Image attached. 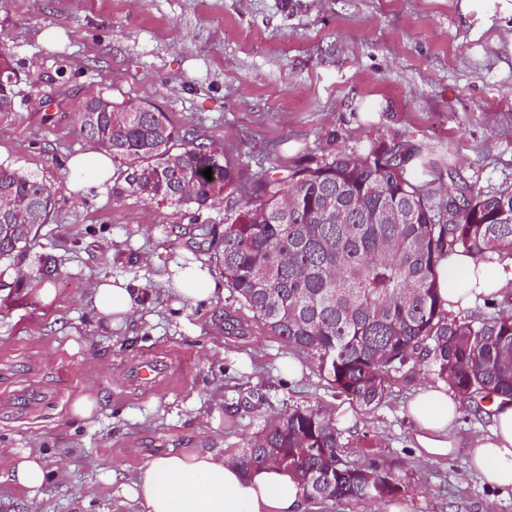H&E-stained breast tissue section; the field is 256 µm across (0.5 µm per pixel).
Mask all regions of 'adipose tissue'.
Masks as SVG:
<instances>
[{
	"label": "adipose tissue",
	"mask_w": 512,
	"mask_h": 512,
	"mask_svg": "<svg viewBox=\"0 0 512 512\" xmlns=\"http://www.w3.org/2000/svg\"><path fill=\"white\" fill-rule=\"evenodd\" d=\"M67 166L77 188L88 190L110 180L114 167L106 150L90 149L70 156ZM440 295L451 311H463L481 297L498 294L512 285V260L481 261L456 252L438 267ZM165 280L183 300L197 304L209 301L216 281L207 267L196 262L171 267ZM135 289L101 284L93 298L99 316L112 324L131 321L138 308ZM491 426L487 435L466 444L469 470L483 483L512 493V401L493 399L488 407ZM414 425L418 456L426 462L451 456L460 441L456 426L461 400L447 385H428L408 405ZM66 458L47 469L39 456L19 455L12 480L29 493L30 505L41 499L40 490L51 473H63ZM113 497L136 503L140 512H304V494L286 471L265 468L244 472L234 457L221 449L193 451L171 448L150 457L132 476L112 473L106 479Z\"/></svg>",
	"instance_id": "ef3b65f1"
}]
</instances>
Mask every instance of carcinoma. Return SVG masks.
<instances>
[{
	"label": "carcinoma",
	"mask_w": 512,
	"mask_h": 512,
	"mask_svg": "<svg viewBox=\"0 0 512 512\" xmlns=\"http://www.w3.org/2000/svg\"><path fill=\"white\" fill-rule=\"evenodd\" d=\"M16 82L0 83V113L14 111ZM98 97L81 130L126 165L129 188L201 208L234 193L244 170L224 150L188 141L166 113L146 103ZM421 151L399 146L328 152L286 178L264 169L224 214L216 257L224 285L269 332L309 356L336 392L365 407L385 397L386 379L411 385L417 367L480 403L512 398V310L451 315L439 296L438 264L462 250L478 260L512 259V186L448 193L434 200L407 166ZM212 168V179L202 174ZM25 201L0 214V257L48 223L57 189L0 165V191ZM247 471L276 467L308 499L376 502L401 493L393 470L345 455L331 415L290 407L244 444Z\"/></svg>",
	"instance_id": "obj_1"
}]
</instances>
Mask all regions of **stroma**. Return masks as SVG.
<instances>
[{
  "label": "stroma",
  "mask_w": 512,
  "mask_h": 512,
  "mask_svg": "<svg viewBox=\"0 0 512 512\" xmlns=\"http://www.w3.org/2000/svg\"><path fill=\"white\" fill-rule=\"evenodd\" d=\"M0 51L20 73L15 110L0 113V164L56 190L48 224L23 253L0 259V512H29L9 479L18 453L66 473L43 489L41 512H138L102 477L133 474L169 448L241 454L265 421L292 406L342 418L348 400L289 355L224 287L213 242L231 206L152 200L110 182L73 190L66 162L89 143L79 114L89 94L155 104L186 139L215 143L245 164L287 176L328 150L412 146L430 163L423 182L448 191L512 185V0H0ZM199 261L220 287L210 303L182 302L162 279ZM138 289L127 325L92 306L104 281ZM55 289L42 303L39 288ZM240 330L225 331L226 318ZM152 355L177 364L151 391L131 369ZM391 382L379 405L357 407L349 455L364 437L405 484L395 501L311 500L307 512H512L468 478L466 454L422 463L411 446L408 400L432 384ZM89 418L72 415L86 393Z\"/></svg>",
  "instance_id": "35a3bbf8"
}]
</instances>
